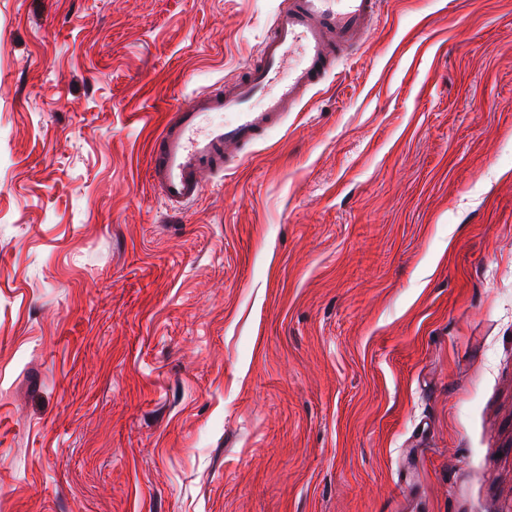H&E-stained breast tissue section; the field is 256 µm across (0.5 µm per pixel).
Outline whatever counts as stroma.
I'll list each match as a JSON object with an SVG mask.
<instances>
[{"label": "stroma", "mask_w": 512, "mask_h": 512, "mask_svg": "<svg viewBox=\"0 0 512 512\" xmlns=\"http://www.w3.org/2000/svg\"><path fill=\"white\" fill-rule=\"evenodd\" d=\"M283 2L0 0V512H512V0H382L170 210Z\"/></svg>", "instance_id": "35a3bbf8"}]
</instances>
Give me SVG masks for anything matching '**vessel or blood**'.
<instances>
[{"instance_id": "b4317fda", "label": "vessel or blood", "mask_w": 512, "mask_h": 512, "mask_svg": "<svg viewBox=\"0 0 512 512\" xmlns=\"http://www.w3.org/2000/svg\"><path fill=\"white\" fill-rule=\"evenodd\" d=\"M381 0H288L259 64L224 89L175 106L151 148L148 177L173 210L194 203L209 181L302 107L337 62L374 31Z\"/></svg>"}]
</instances>
